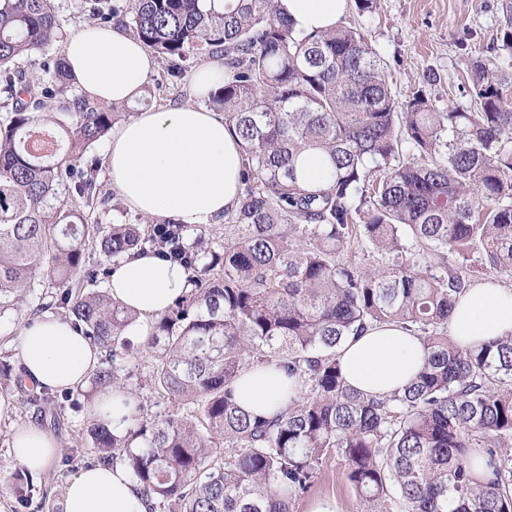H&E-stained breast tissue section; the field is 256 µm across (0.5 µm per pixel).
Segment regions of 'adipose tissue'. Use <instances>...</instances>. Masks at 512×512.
I'll return each mask as SVG.
<instances>
[{
  "label": "adipose tissue",
  "mask_w": 512,
  "mask_h": 512,
  "mask_svg": "<svg viewBox=\"0 0 512 512\" xmlns=\"http://www.w3.org/2000/svg\"><path fill=\"white\" fill-rule=\"evenodd\" d=\"M277 5L296 33L310 34L338 25L348 0H277ZM63 55L78 92L93 100L133 102L156 72L145 46L118 27L84 25L64 44ZM106 171L129 210L152 218L172 215L197 228L214 223L238 204L244 180L241 139L222 113L201 106L143 109L113 127ZM191 276L185 267L147 254L113 265L108 288L113 299L147 322L189 293ZM449 331L463 346L512 334V289L476 283L453 310ZM100 357L89 336L49 312L20 332L23 378L52 392L83 386ZM426 358L419 338L394 325L371 328L340 351L347 383L371 395L403 388ZM298 390L296 380L270 366L245 371L235 394L246 410L269 418L286 408ZM58 448L56 437L34 423L16 428L12 436V455L34 473L53 464ZM64 510L148 512V506L127 469L116 464L71 475Z\"/></svg>",
  "instance_id": "obj_1"
}]
</instances>
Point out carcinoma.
Returning a JSON list of instances; mask_svg holds the SVG:
<instances>
[{
    "mask_svg": "<svg viewBox=\"0 0 512 512\" xmlns=\"http://www.w3.org/2000/svg\"><path fill=\"white\" fill-rule=\"evenodd\" d=\"M53 2L0 0V312L36 282L50 289L33 314L62 311L102 352L94 401L125 391L140 357L125 337L136 314L87 288L99 271L86 254L148 244L194 272L143 343L171 408L123 432L94 421L96 463L124 465L150 512H295L332 456L364 512H512V335L463 347L440 332L472 262L512 276V31L472 60L470 106L441 112L420 89L395 96L363 30L299 35L275 0H92L89 19L137 36L171 78L206 53L233 70L209 101L241 138L242 197L217 247L202 233L188 248L182 224L171 238L88 223L106 196L75 161L122 113L76 93L60 55L39 81L19 66L63 41ZM52 99L66 118H40ZM404 143L412 159L391 164ZM311 150L330 172L315 189L299 180ZM383 324L420 332L427 361L402 391L367 397L346 384L340 348ZM263 366L301 382L271 418L235 398Z\"/></svg>",
    "mask_w": 512,
    "mask_h": 512,
    "instance_id": "1",
    "label": "carcinoma"
}]
</instances>
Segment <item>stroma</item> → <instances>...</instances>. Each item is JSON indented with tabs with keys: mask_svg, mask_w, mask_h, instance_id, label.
<instances>
[{
	"mask_svg": "<svg viewBox=\"0 0 512 512\" xmlns=\"http://www.w3.org/2000/svg\"><path fill=\"white\" fill-rule=\"evenodd\" d=\"M512 0H375L374 10L359 13L349 6L342 23L363 29L370 43L387 65L394 94L405 98L415 86H423L439 110L468 106V75L472 57L491 56L501 43L506 24V7ZM198 60L188 61L187 75L168 80L165 67H158L153 82L160 88L153 108L170 109L196 103L190 74ZM435 80L424 83L426 74ZM45 290L31 288L14 309L0 314V357L16 360L21 329L33 320L32 311L41 304ZM92 419L83 397L65 402L63 411L31 404L19 387H6L0 378V512H29L17 493L20 486L33 485L43 497V512H64L66 480L93 461L85 447L83 433ZM35 421L51 431L60 443V459L44 472H27L12 456L10 441L14 429ZM335 499L340 512H361L338 458L327 462L311 498L301 500L296 512H308L312 500Z\"/></svg>",
	"mask_w": 512,
	"mask_h": 512,
	"instance_id": "35a3bbf8",
	"label": "stroma"
}]
</instances>
